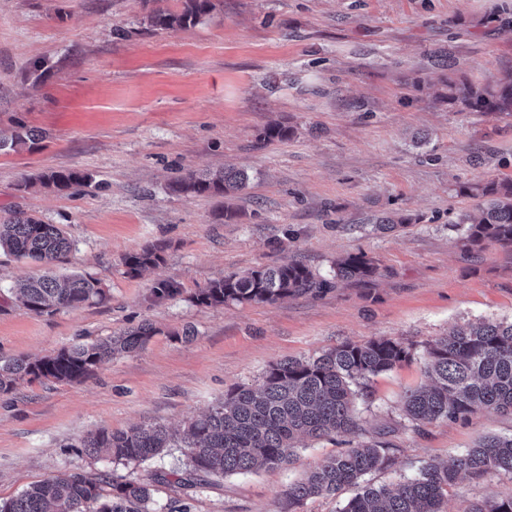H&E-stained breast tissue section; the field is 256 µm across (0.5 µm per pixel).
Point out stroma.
<instances>
[{"instance_id": "1", "label": "stroma", "mask_w": 512, "mask_h": 512, "mask_svg": "<svg viewBox=\"0 0 512 512\" xmlns=\"http://www.w3.org/2000/svg\"><path fill=\"white\" fill-rule=\"evenodd\" d=\"M211 2L198 23L161 30L153 12H181L184 0H0V136L19 122L39 135L0 151V220L24 212L62 227L74 248L54 273L91 276L108 295L28 311L14 287L38 267L0 252V357L38 359L145 322L158 330L81 382L0 393V500L77 469L117 482L161 474L159 512L175 501L190 512H288L290 483L380 429L386 463L365 477L375 486L483 436L512 435L510 414L416 429L401 411L405 393L427 381V343L455 325L512 319V248L465 252L453 225L481 204L461 186L512 178V113L465 112L448 97L449 82L512 74V0ZM272 122L291 135L261 141ZM229 166L249 176L232 222L222 196L169 189L188 172ZM57 169L93 182L74 194L19 190ZM391 210L414 223L367 232ZM158 243L162 262L126 275L124 256ZM359 253L378 267L366 284L274 305L193 300L227 274L288 260L325 273ZM163 280L182 295L155 300ZM380 337L411 347V362L372 380L358 431L301 441L292 465L187 490L173 476L180 449L134 465L80 446L101 428H183L273 363ZM511 495V475L464 477L444 510Z\"/></svg>"}]
</instances>
